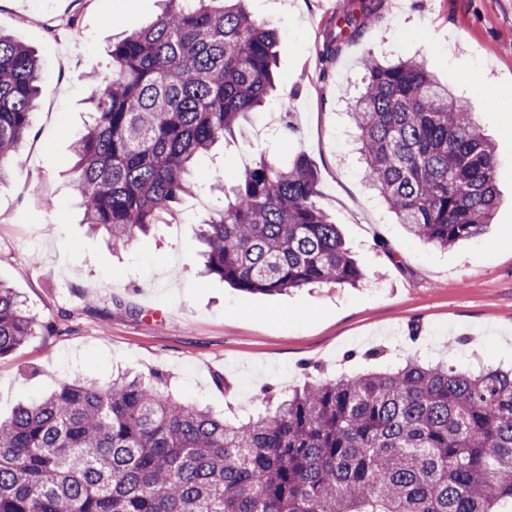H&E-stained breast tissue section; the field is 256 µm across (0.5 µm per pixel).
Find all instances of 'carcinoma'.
Returning a JSON list of instances; mask_svg holds the SVG:
<instances>
[{"instance_id":"carcinoma-1","label":"carcinoma","mask_w":512,"mask_h":512,"mask_svg":"<svg viewBox=\"0 0 512 512\" xmlns=\"http://www.w3.org/2000/svg\"><path fill=\"white\" fill-rule=\"evenodd\" d=\"M165 2L112 44L74 145L83 223L114 247L170 223L195 158L276 90V32L248 0ZM382 7L352 0L326 56ZM40 81L33 51L0 35V184L22 164ZM350 118L365 180L412 237L450 248L485 232L494 147L425 62L368 60ZM218 191L199 235L206 276L266 295L363 277L305 157L262 160ZM36 329L0 284V357ZM264 399L274 411L232 424L162 376L64 382L0 420V512H512V369L410 361Z\"/></svg>"}]
</instances>
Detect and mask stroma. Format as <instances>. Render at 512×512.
Segmentation results:
<instances>
[{
  "label": "stroma",
  "mask_w": 512,
  "mask_h": 512,
  "mask_svg": "<svg viewBox=\"0 0 512 512\" xmlns=\"http://www.w3.org/2000/svg\"><path fill=\"white\" fill-rule=\"evenodd\" d=\"M339 2L248 0L279 33L277 91L248 113L242 136L199 161L173 223L115 250L83 224L68 170L112 43L153 22L162 2L0 0V32L32 49L42 73L24 162L0 186V282L53 327L0 358L1 417L64 378L104 385L159 371L180 397L245 420L267 386L281 395L410 357L512 364V0H384L382 19L329 59L323 44ZM370 55L425 60L472 104L495 148L502 198L480 237L427 246L362 179L347 103ZM298 155L316 168L320 204L364 280L271 296L201 277L197 233L217 206L213 184Z\"/></svg>",
  "instance_id": "stroma-1"
}]
</instances>
